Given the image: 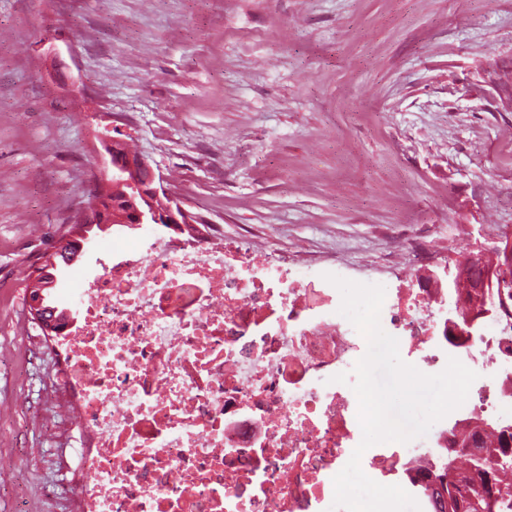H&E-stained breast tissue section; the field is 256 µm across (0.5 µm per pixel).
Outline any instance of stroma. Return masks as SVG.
I'll use <instances>...</instances> for the list:
<instances>
[{
	"label": "stroma",
	"mask_w": 512,
	"mask_h": 512,
	"mask_svg": "<svg viewBox=\"0 0 512 512\" xmlns=\"http://www.w3.org/2000/svg\"><path fill=\"white\" fill-rule=\"evenodd\" d=\"M105 136L225 236L389 285L403 225L452 260L512 237V0H0V512H76L81 428L25 285ZM163 232L110 226L57 302Z\"/></svg>",
	"instance_id": "stroma-1"
}]
</instances>
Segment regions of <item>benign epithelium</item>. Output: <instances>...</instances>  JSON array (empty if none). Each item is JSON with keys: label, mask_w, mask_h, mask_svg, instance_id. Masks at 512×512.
Listing matches in <instances>:
<instances>
[{"label": "benign epithelium", "mask_w": 512, "mask_h": 512, "mask_svg": "<svg viewBox=\"0 0 512 512\" xmlns=\"http://www.w3.org/2000/svg\"><path fill=\"white\" fill-rule=\"evenodd\" d=\"M119 140H104V146L110 157L112 167L113 189L123 192L125 209L111 210L109 221L118 224H194L197 218L183 206L180 198L166 192L157 182L156 173L141 153H119ZM479 295L459 296L452 295L448 300V325L453 327V335H463L460 320L467 324H474L481 319L498 317L509 310L504 293L497 295L487 290V283L478 285ZM41 300L29 298L27 313L30 319L40 329L49 334L53 326L48 324L40 310Z\"/></svg>", "instance_id": "benign-epithelium-1"}]
</instances>
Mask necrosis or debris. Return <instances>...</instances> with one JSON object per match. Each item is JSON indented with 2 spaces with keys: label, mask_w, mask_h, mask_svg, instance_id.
<instances>
[{
  "label": "necrosis or debris",
  "mask_w": 512,
  "mask_h": 512,
  "mask_svg": "<svg viewBox=\"0 0 512 512\" xmlns=\"http://www.w3.org/2000/svg\"><path fill=\"white\" fill-rule=\"evenodd\" d=\"M396 254L413 264L382 329L423 373L454 357L477 374L446 427L363 453L365 474L414 496L440 453L468 456L449 428L512 433V319L452 344L431 244L406 237ZM83 293L51 338L84 425L78 512H328L362 439L351 385L367 343L322 272L185 224L113 249Z\"/></svg>",
  "instance_id": "necrosis-or-debris-1"
}]
</instances>
